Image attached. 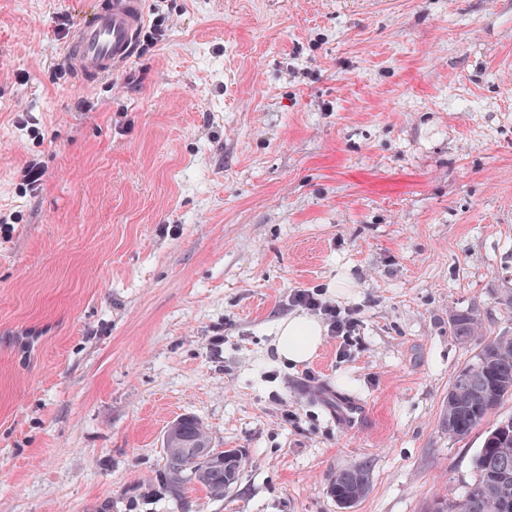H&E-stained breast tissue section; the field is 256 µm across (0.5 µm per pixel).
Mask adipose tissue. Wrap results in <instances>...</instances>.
Returning <instances> with one entry per match:
<instances>
[{
  "label": "adipose tissue",
  "instance_id": "1",
  "mask_svg": "<svg viewBox=\"0 0 512 512\" xmlns=\"http://www.w3.org/2000/svg\"><path fill=\"white\" fill-rule=\"evenodd\" d=\"M326 334L322 322L307 314H291L279 321L273 345L279 360L296 365L310 361Z\"/></svg>",
  "mask_w": 512,
  "mask_h": 512
}]
</instances>
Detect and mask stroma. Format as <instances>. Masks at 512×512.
Returning <instances> with one entry per match:
<instances>
[{"label":"stroma","mask_w":512,"mask_h":512,"mask_svg":"<svg viewBox=\"0 0 512 512\" xmlns=\"http://www.w3.org/2000/svg\"><path fill=\"white\" fill-rule=\"evenodd\" d=\"M96 2L0 0V512H180L184 415L242 457L189 512H341L347 468L351 512L459 499L448 388L512 336V0H148L165 40L76 96L50 19ZM297 288L353 310L349 357L276 360ZM451 332L462 340H468L478 334V320L473 312L455 314L450 324ZM329 399L320 395L326 404L336 426L347 434H354L365 429L370 423V412L367 402L360 399H350L333 392ZM368 487V475L364 469L352 468L336 473L330 490L343 509L352 506L364 496Z\"/></svg>","instance_id":"35a3bbf8"}]
</instances>
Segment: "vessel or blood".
<instances>
[{
	"mask_svg": "<svg viewBox=\"0 0 512 512\" xmlns=\"http://www.w3.org/2000/svg\"><path fill=\"white\" fill-rule=\"evenodd\" d=\"M146 0H101L73 30L65 44L72 70L82 83L111 77L137 55L145 26ZM326 406L342 431L354 434L371 419L367 402L333 395Z\"/></svg>",
	"mask_w": 512,
	"mask_h": 512,
	"instance_id": "b4317fda",
	"label": "vessel or blood"
}]
</instances>
